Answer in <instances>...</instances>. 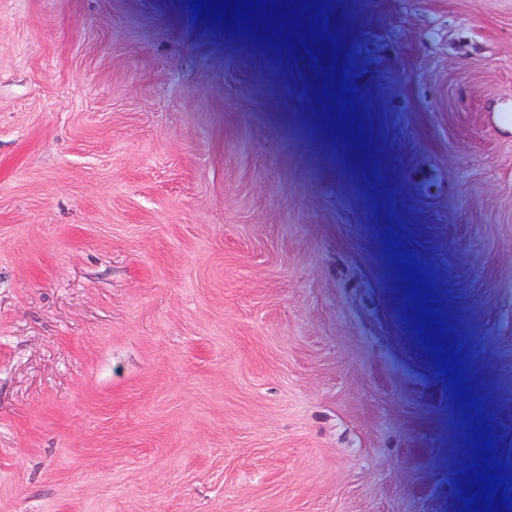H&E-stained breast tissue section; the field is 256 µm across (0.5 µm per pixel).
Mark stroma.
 Masks as SVG:
<instances>
[{"label":"stroma","mask_w":512,"mask_h":512,"mask_svg":"<svg viewBox=\"0 0 512 512\" xmlns=\"http://www.w3.org/2000/svg\"><path fill=\"white\" fill-rule=\"evenodd\" d=\"M311 6L0 0V512H467L479 426L512 480V0Z\"/></svg>","instance_id":"obj_1"}]
</instances>
